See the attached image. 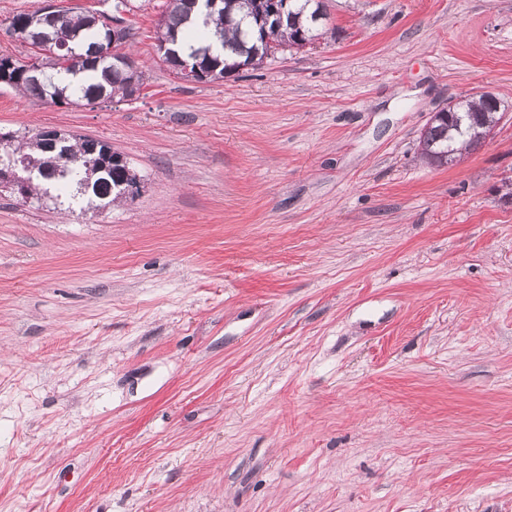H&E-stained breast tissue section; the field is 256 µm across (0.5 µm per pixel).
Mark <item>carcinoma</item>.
I'll use <instances>...</instances> for the list:
<instances>
[{"label": "carcinoma", "mask_w": 512, "mask_h": 512, "mask_svg": "<svg viewBox=\"0 0 512 512\" xmlns=\"http://www.w3.org/2000/svg\"><path fill=\"white\" fill-rule=\"evenodd\" d=\"M224 7L202 14L195 0H169L167 11L159 21L158 42H170L191 65L213 70L217 76L235 74L243 67L255 68L271 52L295 44L302 32L312 37L327 19L319 0H288L282 19L253 35L250 24L267 10L269 0H223ZM44 32L51 36V46L60 55L84 57L71 67H62L49 56L38 63V76L28 74L31 64L9 57L0 58V84L21 94L51 104L87 105L99 101L126 98L131 81L143 82V72L131 75L96 63V48L106 31L93 24L88 15H72L65 21L45 17ZM492 103L482 97L465 100L442 111L421 136L422 155L431 165H441L444 155H457L482 143L484 126L491 115ZM70 159L52 161L53 155L43 143L32 137L13 148L28 165L48 173L34 179L27 194L40 201L63 199L71 206H95L106 209L122 196L113 184L124 173L112 172V153L107 144L99 143L91 152L78 140L68 143Z\"/></svg>", "instance_id": "obj_1"}]
</instances>
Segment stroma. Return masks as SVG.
Masks as SVG:
<instances>
[{
  "label": "stroma",
  "mask_w": 512,
  "mask_h": 512,
  "mask_svg": "<svg viewBox=\"0 0 512 512\" xmlns=\"http://www.w3.org/2000/svg\"><path fill=\"white\" fill-rule=\"evenodd\" d=\"M328 33L187 81L128 0L123 102L0 84L140 179L0 190V512H512V111L451 167L432 112L512 108V0H323ZM44 0H0L8 27Z\"/></svg>",
  "instance_id": "1"
}]
</instances>
